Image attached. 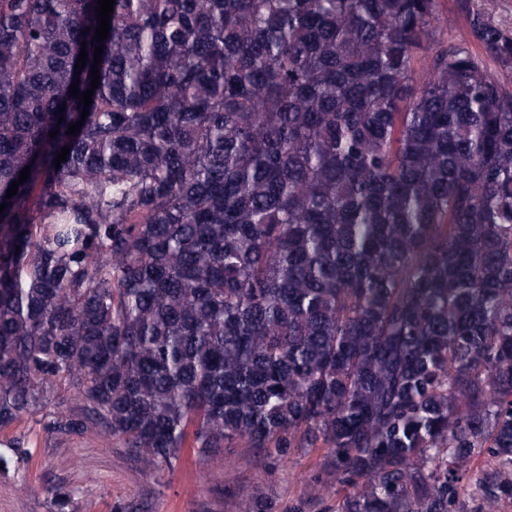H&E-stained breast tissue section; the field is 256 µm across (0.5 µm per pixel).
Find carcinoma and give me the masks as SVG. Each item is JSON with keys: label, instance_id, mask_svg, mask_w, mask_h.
<instances>
[{"label": "carcinoma", "instance_id": "obj_1", "mask_svg": "<svg viewBox=\"0 0 512 512\" xmlns=\"http://www.w3.org/2000/svg\"><path fill=\"white\" fill-rule=\"evenodd\" d=\"M96 7L0 0V429L55 382L47 433L170 471L326 450L336 509L289 512L512 503V36L469 0L482 56L437 0H115L70 135Z\"/></svg>", "mask_w": 512, "mask_h": 512}]
</instances>
